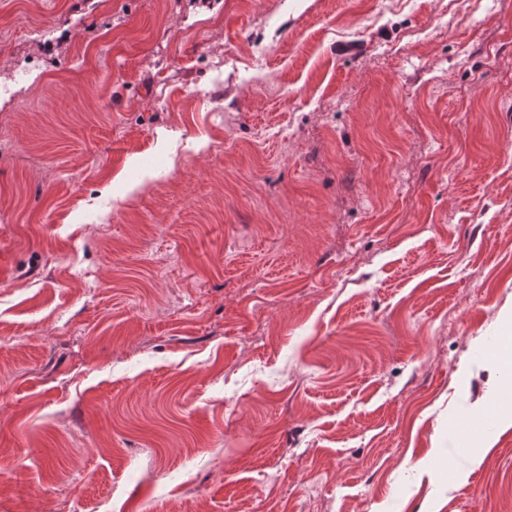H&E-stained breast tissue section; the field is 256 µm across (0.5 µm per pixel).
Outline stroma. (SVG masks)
Segmentation results:
<instances>
[{"label": "stroma", "mask_w": 512, "mask_h": 512, "mask_svg": "<svg viewBox=\"0 0 512 512\" xmlns=\"http://www.w3.org/2000/svg\"><path fill=\"white\" fill-rule=\"evenodd\" d=\"M510 334L512 0H0V512H512Z\"/></svg>", "instance_id": "stroma-1"}]
</instances>
